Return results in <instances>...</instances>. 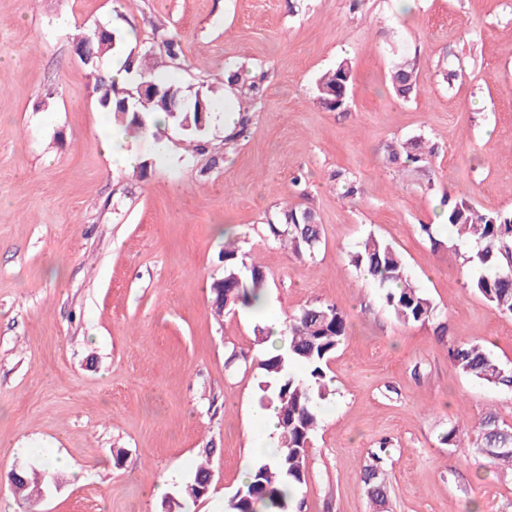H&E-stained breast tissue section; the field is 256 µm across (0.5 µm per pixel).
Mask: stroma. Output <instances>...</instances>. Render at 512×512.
<instances>
[{
  "instance_id": "obj_1",
  "label": "stroma",
  "mask_w": 512,
  "mask_h": 512,
  "mask_svg": "<svg viewBox=\"0 0 512 512\" xmlns=\"http://www.w3.org/2000/svg\"><path fill=\"white\" fill-rule=\"evenodd\" d=\"M101 26L134 31L140 52L177 40L179 80L223 88L245 136L225 144L215 119L197 150L168 126L133 139L139 165L112 161V116L75 52ZM402 53L418 62L407 100L389 84ZM343 58L349 99L330 111L315 83ZM254 79L257 98L241 97ZM412 138L429 168L389 161ZM448 195L512 210V0H0V512H166L202 460L210 490L182 512H224L265 434L259 333L318 302L348 337L328 363L304 512H512V470L442 442L489 410L512 426V393L448 360L449 343L477 342L512 369V315L471 290L438 222ZM285 203L317 216L314 257L266 236ZM230 234L267 274L265 314L213 315ZM370 235L402 254L433 320L402 324L351 265ZM379 450L382 506L361 481ZM18 467L47 476L36 506L8 483Z\"/></svg>"
}]
</instances>
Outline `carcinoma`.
I'll return each mask as SVG.
<instances>
[{"label": "carcinoma", "mask_w": 512, "mask_h": 512, "mask_svg": "<svg viewBox=\"0 0 512 512\" xmlns=\"http://www.w3.org/2000/svg\"><path fill=\"white\" fill-rule=\"evenodd\" d=\"M115 44L108 43L100 31L76 39L78 46H90L103 55L112 52L126 55L125 35L114 31ZM180 47L173 40H164L138 55L132 71L137 82L155 84L163 102L175 104L172 112L159 102L137 106L128 111L123 101L126 90L135 87L110 81L111 91L100 96V106L112 113L115 123L124 132L146 136L160 128L152 121L156 112H162L167 122L177 128L189 122L184 129L189 140H198L204 128L211 123L212 102L215 89L208 85L201 89V96L190 93L188 87L175 78H161L155 69L145 64L148 57L161 56L169 65L180 59ZM352 76V62L343 58L335 68L317 82V99L332 97L341 82ZM396 95L407 98L416 92L417 60L404 55L396 60L390 74ZM405 161L425 167L430 164L432 151L424 150L421 142L410 139L394 151L390 159L400 155ZM444 225L461 245H476L466 262L472 266L469 284L486 301L500 312L512 314V261L509 260V243L512 242V212L480 213L464 197L447 201ZM266 234L287 247L294 256H312L322 242V230L313 213L285 206L277 211L266 224ZM352 265L367 273L380 289L385 307L402 323L410 325L432 320L436 307L429 297L410 281L406 265L400 253L389 243L376 237H368L350 256ZM266 273L261 265L246 263V253L233 245L224 248V277L213 282L214 313L234 311L248 306L264 292ZM288 351L274 350L263 353L256 365L263 380L259 383L260 402L275 407L278 414L279 447L271 459L255 464L247 480L225 504L227 512H302L299 494L306 483L305 448L321 420L322 403L331 394L327 380L328 362L338 346L348 336L346 317L336 306L326 303L307 306L289 314L285 320ZM452 367L460 374L504 391H512V371L502 367L499 361L482 345L472 342H456L448 348ZM474 435L473 447L493 465L512 467V426L499 420L497 414L488 411L474 425L453 424L442 441L457 446L464 435ZM210 470L199 465L194 478L181 489L182 497L191 498L196 488L211 485ZM363 479L373 503L382 505L387 498L386 486L378 480V470L373 465L364 469ZM44 478L35 470H23L11 481L15 494L25 501L42 494Z\"/></svg>", "instance_id": "obj_1"}]
</instances>
